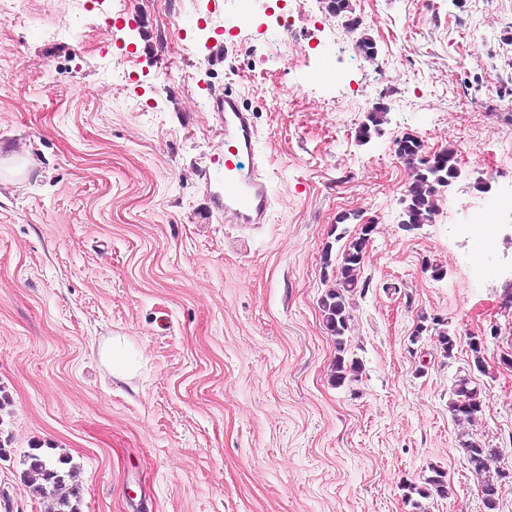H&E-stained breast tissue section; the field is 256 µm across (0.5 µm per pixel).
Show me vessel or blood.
Masks as SVG:
<instances>
[{
	"label": "vessel or blood",
	"instance_id": "b4317fda",
	"mask_svg": "<svg viewBox=\"0 0 512 512\" xmlns=\"http://www.w3.org/2000/svg\"><path fill=\"white\" fill-rule=\"evenodd\" d=\"M220 110L224 119V182L221 207L225 215L238 224H264L272 203L269 180L262 170L258 151L260 140L254 114L242 104L239 96L225 91ZM252 170L241 173L242 161Z\"/></svg>",
	"mask_w": 512,
	"mask_h": 512
}]
</instances>
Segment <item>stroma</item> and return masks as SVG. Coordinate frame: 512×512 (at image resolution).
<instances>
[{
    "instance_id": "stroma-1",
    "label": "stroma",
    "mask_w": 512,
    "mask_h": 512,
    "mask_svg": "<svg viewBox=\"0 0 512 512\" xmlns=\"http://www.w3.org/2000/svg\"><path fill=\"white\" fill-rule=\"evenodd\" d=\"M81 2L0 0V512H51L24 480L35 448L70 457L81 512H409L434 467L449 494L424 512H484L473 441L512 512V0H351L371 60L325 0H294L285 32L245 24L274 0ZM228 89L261 132L265 224L217 207ZM405 133L461 170L411 231ZM368 222L345 336L362 371L338 387L322 257ZM423 316L452 356L413 337ZM115 336L132 377L100 362ZM462 378L470 422L449 409ZM452 394L449 408L457 420L471 421L482 411L483 400L480 392L475 387L470 388L467 379H460Z\"/></svg>"
}]
</instances>
